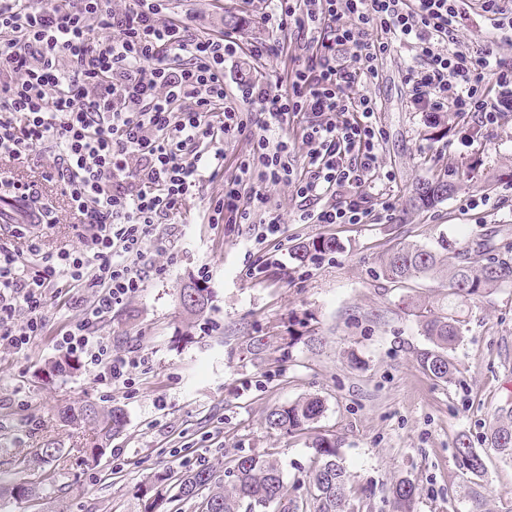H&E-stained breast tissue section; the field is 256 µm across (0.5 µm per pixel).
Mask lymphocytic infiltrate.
I'll list each match as a JSON object with an SVG mask.
<instances>
[{
    "instance_id": "lymphocytic-infiltrate-1",
    "label": "lymphocytic infiltrate",
    "mask_w": 512,
    "mask_h": 512,
    "mask_svg": "<svg viewBox=\"0 0 512 512\" xmlns=\"http://www.w3.org/2000/svg\"><path fill=\"white\" fill-rule=\"evenodd\" d=\"M466 18L460 0H266L257 20L266 39L197 33L166 0H0V156L21 159L45 142L59 152L47 171L82 219L80 248L42 255L28 227L26 248L0 245V349L20 353L45 334L53 296L90 289L81 316L57 347L81 360L96 384L133 392L148 358L93 333L149 275L145 255L157 221L178 211L199 183L200 146L250 132L252 147L224 181L211 223L247 224L260 215L261 241L280 231L269 186L291 187L301 224H378L397 201L372 190L384 139L376 98L379 61L397 44L414 48L411 99L426 112H456L492 128L512 112V62L484 42L457 49ZM304 39L292 68L238 87L227 104L224 61L283 57L288 36ZM358 96H351V89ZM302 120L308 147L290 160L285 126ZM43 262L28 269L24 253Z\"/></svg>"
}]
</instances>
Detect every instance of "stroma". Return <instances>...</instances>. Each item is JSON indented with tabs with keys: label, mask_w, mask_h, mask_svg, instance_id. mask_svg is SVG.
Here are the masks:
<instances>
[{
	"label": "stroma",
	"mask_w": 512,
	"mask_h": 512,
	"mask_svg": "<svg viewBox=\"0 0 512 512\" xmlns=\"http://www.w3.org/2000/svg\"><path fill=\"white\" fill-rule=\"evenodd\" d=\"M190 11L199 28L236 32L242 41L266 38L257 23V0H173ZM409 47L392 48L379 62L380 80L368 88L382 102L378 121L386 131L381 171L391 180L378 190L396 197L394 219L381 224H299L298 202L287 185L270 188V208L281 217L277 240L263 248L277 265L258 278L245 274L261 246L254 224H209V206L224 191V178L250 148L247 135L221 142L222 175L193 188L182 209L160 219L167 250L152 253L165 275L151 278L126 306L112 311L98 333L120 347L141 348L149 369L130 394L107 393L83 366L52 375L62 360L58 328L72 321L71 301H51L50 326L26 354L0 351V446L21 455L52 440L67 451L56 468L68 491V512H140L138 486L155 473L181 471L202 462L223 465L240 454L276 457L297 498L309 495L306 472L314 434L341 440L343 465L353 486L369 495L363 512H393L391 488L407 477L417 487L416 512H512V460L491 448L488 436L512 408V286L462 305L463 340L450 354L452 382L434 380L420 365L430 346L404 297L441 299L448 285L423 279L404 287L381 273V259L406 243L458 249L487 240V254L512 250V112L498 127H471L468 144L455 128L431 127L412 103L406 70ZM53 147L43 144L22 160L0 158V194L20 181L52 210L43 253L80 247L83 233L59 189L45 180ZM446 176L454 189L441 202L416 209L410 200L419 182ZM487 195L491 205L469 210L468 198ZM333 237L339 248L330 263L297 262L299 243ZM207 277H200V268ZM201 279L211 293L207 311L187 316L178 291ZM322 344H313V337ZM268 342L262 355L250 347ZM316 396L324 412L313 432L269 429L270 409ZM92 402L120 406L123 431L113 437L121 457L105 455L96 467L81 464L77 450L93 439L90 428L65 422L66 406ZM467 435L483 455L476 478L461 470L455 439ZM181 449V458L171 457ZM483 503H476V496Z\"/></svg>",
	"instance_id": "1"
}]
</instances>
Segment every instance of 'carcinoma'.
I'll use <instances>...</instances> for the list:
<instances>
[{
	"label": "carcinoma",
	"instance_id": "obj_1",
	"mask_svg": "<svg viewBox=\"0 0 512 512\" xmlns=\"http://www.w3.org/2000/svg\"><path fill=\"white\" fill-rule=\"evenodd\" d=\"M448 181L441 177L425 180L416 188L412 205L425 208L446 196ZM339 248L334 238L318 237L298 248V258L306 261L316 252H333ZM383 275L393 283L409 285L417 280L437 277L446 281L449 295L465 302L512 283V257L506 255L474 259L468 252L452 249L444 244L438 249L408 243L388 253L382 262ZM180 304L191 316L202 315L208 307L210 292L192 282L180 289ZM410 312L418 318L423 335L430 348L420 354L422 368L438 381L451 380L454 365L449 352L462 339V320L457 311L445 304L410 301ZM324 411L318 397L300 399L288 406L275 407L266 415L269 428L288 434L304 433ZM65 421L77 426H90L95 440L78 449L83 464L97 463L106 455L112 436L125 423L119 407H101L88 403L69 406L62 411ZM512 432V416L500 423L488 438L491 447L504 456H512V440L502 441ZM456 457L462 460L461 469L481 477L485 460L471 446L467 435L461 434L455 442ZM312 468L308 482L313 488L311 498L299 501L292 495L283 479L279 462L268 454L239 455L232 465L220 470L208 464L188 471H166L139 486L137 499L143 503V512H165L173 500L190 501L206 490L200 502L201 512H254L258 506L276 503L280 512H354L351 487L340 463V443L324 435L312 440ZM62 449L51 440L29 449L13 460L18 478L5 484L0 480V506L14 502L35 508L38 512H66L63 497L47 495V486L55 482V474L45 466L58 461ZM395 512H415L416 485L409 478L398 480L391 490Z\"/></svg>",
	"mask_w": 512,
	"mask_h": 512
}]
</instances>
